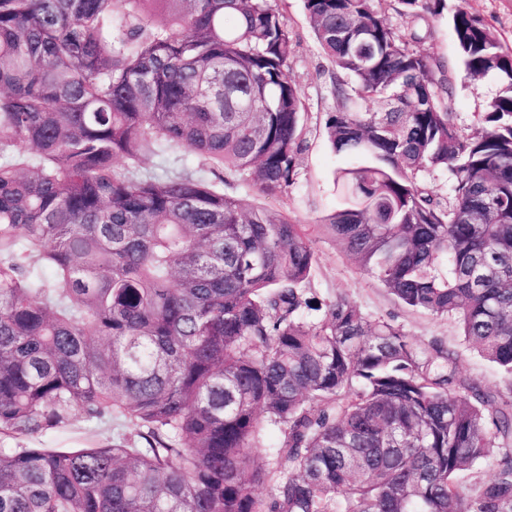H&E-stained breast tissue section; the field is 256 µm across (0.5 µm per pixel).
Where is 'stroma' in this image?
I'll use <instances>...</instances> for the list:
<instances>
[{"instance_id": "stroma-1", "label": "stroma", "mask_w": 512, "mask_h": 512, "mask_svg": "<svg viewBox=\"0 0 512 512\" xmlns=\"http://www.w3.org/2000/svg\"><path fill=\"white\" fill-rule=\"evenodd\" d=\"M441 4L438 15L426 16L420 22L421 28L432 32L431 38L421 43L420 48L441 58L452 70L454 122L462 132L469 133L476 128L486 103L497 94L499 83L491 75L476 80L467 76L458 58L450 18L456 9L466 8L483 18L497 31L501 41L512 47V0H441ZM284 8L297 42L289 61V74L299 87L304 104L306 149L299 160L297 181L287 194L270 198L259 195L254 188L245 187L239 196L245 207L261 205L273 210H287L297 219L309 223L320 213L335 208L334 173L345 160L332 151L324 133L327 114L336 105L331 67L317 46L302 0H284ZM314 248L318 254V266L313 289L319 298L348 296L368 318L387 320L401 326L418 350H429L433 341H442L446 347L456 351L457 366L463 377L503 398L512 397V381L497 366L463 343L454 320L400 306L376 278L349 261L326 236H317ZM121 434L134 437L133 425L96 424L76 412L64 427L36 436L34 442L43 448L57 449L107 447Z\"/></svg>"}]
</instances>
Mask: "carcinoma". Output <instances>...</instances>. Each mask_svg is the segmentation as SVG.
Segmentation results:
<instances>
[{"instance_id":"obj_1","label":"carcinoma","mask_w":512,"mask_h":512,"mask_svg":"<svg viewBox=\"0 0 512 512\" xmlns=\"http://www.w3.org/2000/svg\"><path fill=\"white\" fill-rule=\"evenodd\" d=\"M303 2L333 67L325 132L354 158L312 225L238 196L286 193L305 150L277 0H0V434L80 411L147 444L0 448V512H512V401L318 300L310 232L512 379V52L452 15L467 75L499 83L466 134L452 72L417 49L440 0H399L404 26L379 0ZM495 470L494 460L488 459L482 461L471 470L460 473L458 475V480L465 491L470 492L475 488L476 483L491 479L494 476Z\"/></svg>"}]
</instances>
